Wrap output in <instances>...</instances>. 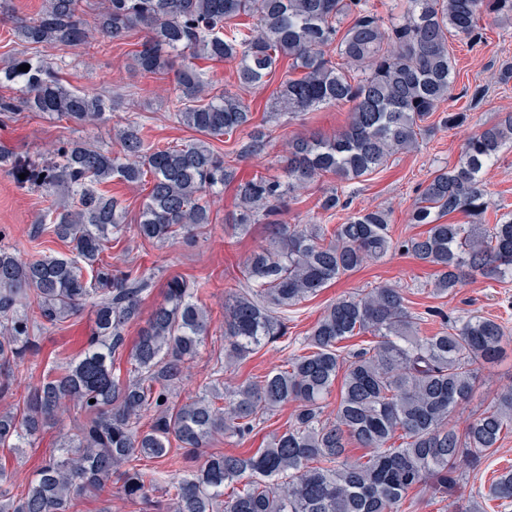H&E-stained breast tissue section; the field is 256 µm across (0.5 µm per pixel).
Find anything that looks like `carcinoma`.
Instances as JSON below:
<instances>
[{
	"label": "carcinoma",
	"mask_w": 512,
	"mask_h": 512,
	"mask_svg": "<svg viewBox=\"0 0 512 512\" xmlns=\"http://www.w3.org/2000/svg\"><path fill=\"white\" fill-rule=\"evenodd\" d=\"M406 2L390 19L368 0H42L35 15L11 17L13 48L0 66V85L20 94L0 96L1 119L42 112L86 130L111 121L113 100L65 84L60 72L70 62L53 61L42 49H103L142 28L134 66L174 73L172 118L199 137L160 147L145 139L133 112L114 127L118 151L63 138L35 173L59 197L37 218V234L68 244L70 254L22 259L0 246V396L16 383L36 332L86 306L94 329L75 358L56 361L28 390L23 412L0 410V447L16 453L59 425L60 411L79 414L21 496L12 495L13 474L0 464V512H70L76 499L113 484L128 499L146 500L157 472L136 462L167 459L174 441L197 465L174 484L167 512H400L407 495L428 483L455 496L465 480L461 465L489 455L512 433V386L463 427L454 421L473 399L479 374L502 352L507 336L499 319L464 317L424 336L431 311H416L403 289L388 285L336 299L309 332L306 351L290 355L285 367L236 385L212 379L173 406L185 361L209 334L199 285L169 278L130 347L127 327L141 315L151 274L104 260L127 230L123 200L104 190L108 183L150 181L136 231L161 244L211 223L210 197L234 186L235 227L261 222L269 233L268 244L245 259L243 284L224 291L226 370L286 335L289 308L396 250L434 268L439 295L455 293L473 275L511 281L512 214L483 223L490 200L482 179L484 168L512 149L511 112L471 137L454 164L433 171L412 204L410 223L427 225L418 235L393 240L384 208L361 209L332 228L281 219L285 199L324 174L339 186L320 209H346L351 183L434 133L429 119L456 78L449 40L482 39L484 14L512 23V0ZM242 16L256 22H237ZM199 60L236 61L235 90L213 89ZM281 63L291 77L266 122L330 106L348 107V122L329 137L289 141L283 177L239 179L214 141L251 126L241 93L265 85ZM268 144L269 135L255 129L238 154L259 155ZM457 211L471 221L439 222ZM366 334L368 347L342 350L344 340ZM124 356L130 370L122 378L114 364ZM339 376L329 420L324 401ZM290 402L293 414L267 447L251 455L205 451L215 436L243 438L264 414ZM353 443L368 449L355 461L347 456ZM488 496L512 502V469Z\"/></svg>",
	"instance_id": "obj_1"
}]
</instances>
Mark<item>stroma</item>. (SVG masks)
I'll list each match as a JSON object with an SVG mask.
<instances>
[{
    "label": "stroma",
    "mask_w": 512,
    "mask_h": 512,
    "mask_svg": "<svg viewBox=\"0 0 512 512\" xmlns=\"http://www.w3.org/2000/svg\"><path fill=\"white\" fill-rule=\"evenodd\" d=\"M480 25L483 29L480 41L473 43L456 38L449 44L458 78L441 110L465 113L463 123L438 127L418 149L396 155L383 171L351 185L348 211L329 215L320 209V200L336 184L334 177L325 176L298 191L296 198L289 201L283 220L291 224H339L347 212L380 207L392 212L393 238L404 239L422 232V225L408 221L420 186L436 168L456 162L469 137L495 122L500 113L512 112V82L502 83L499 75L502 65L512 61V25L491 15L481 18ZM143 38V32L133 31L124 43L113 46L107 53L88 54L74 47H49L45 53L51 58L63 56L70 59L64 77L74 89L112 97L113 121L135 112L153 138L173 144L187 142L193 138V131L175 123L168 112V101L174 92L172 79L144 75L133 65L131 53ZM347 121L345 107H327L282 118L277 125L271 126V144L260 156H239L238 144L233 138L221 142L220 147L226 159L237 168L240 178L247 179L258 173L279 177L283 174L284 149L288 140L314 132L331 134ZM80 136L108 151L116 147L111 123L83 132L42 113L30 114L17 122L0 121V146L11 149L17 158L14 174L0 173V245L18 248L26 257L41 250L55 254L65 252L62 242L46 235L36 236L34 232L39 213L52 206L56 198L34 185L33 165L47 157L57 139ZM483 179L492 206L486 221L491 224L496 220L497 211H512V151H505L488 167ZM211 207V223L193 230L188 240L178 239L161 245L140 238L131 229L104 254L115 267L134 264L153 271L152 287L142 306L146 316L162 301L170 277L180 275L204 282L200 299L210 311L211 329L197 356L185 368L183 379L174 392L178 401L201 392L206 382L212 379L214 370L223 363L224 290L237 284L243 261L267 240L264 225L253 224L244 231L231 227L230 221L236 210L233 188H225L223 194L213 199ZM433 281L432 269L419 266L411 256L399 251L369 262L324 288L317 296L290 308L287 335L263 344L233 371L224 373L223 378L241 382L279 368L291 354L302 351L311 327L332 301L378 285L403 289L416 311H436V318L423 327L426 333H434L442 323L454 322L459 317L479 315L499 318L512 337V281L494 283L477 276L448 296L435 294ZM93 326V315L86 310L72 316L62 329L41 332L38 352L26 357L12 394L0 399V409L21 404L28 388L39 382L58 357L76 356ZM293 411L290 404L277 408L264 415L249 436L238 439L219 435L211 440L208 449L212 452H254L264 446L273 432L282 429ZM55 441L56 433L51 430L23 454L7 455V466L14 474L13 495L23 492L31 474L49 448L54 447ZM185 455V450L175 449L169 460L163 462L141 460L142 468L161 474L151 494V504L129 500L113 487L107 493L112 512H154L155 507L163 505L171 483L190 467ZM510 466L512 433L505 436L494 454L468 469V481L461 489L464 499L477 502L480 512H512V504L500 505L487 495L491 483Z\"/></svg>",
    "instance_id": "obj_1"
}]
</instances>
